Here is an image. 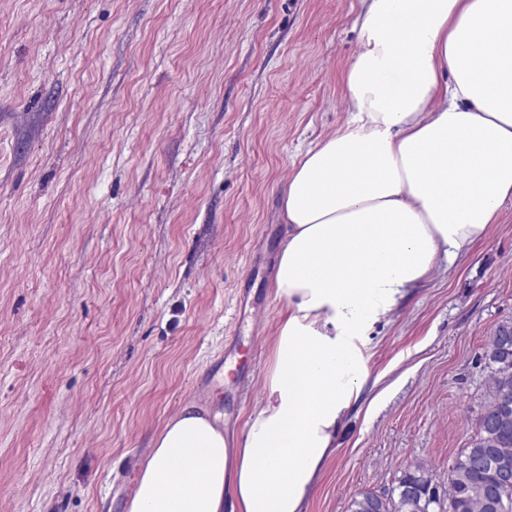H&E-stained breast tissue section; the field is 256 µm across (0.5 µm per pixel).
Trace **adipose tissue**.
<instances>
[{
    "instance_id": "adipose-tissue-1",
    "label": "adipose tissue",
    "mask_w": 512,
    "mask_h": 512,
    "mask_svg": "<svg viewBox=\"0 0 512 512\" xmlns=\"http://www.w3.org/2000/svg\"><path fill=\"white\" fill-rule=\"evenodd\" d=\"M360 2L347 120L301 154L283 196L269 398L234 447L184 404L127 512H304L363 390L350 336L512 203V0Z\"/></svg>"
}]
</instances>
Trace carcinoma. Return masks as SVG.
<instances>
[{
  "instance_id": "1",
  "label": "carcinoma",
  "mask_w": 512,
  "mask_h": 512,
  "mask_svg": "<svg viewBox=\"0 0 512 512\" xmlns=\"http://www.w3.org/2000/svg\"><path fill=\"white\" fill-rule=\"evenodd\" d=\"M485 360L490 368L486 404L481 418L493 426H477L468 446L448 468L444 491L429 468L417 463L407 468L393 489L394 497L383 500L369 490L358 492L348 512H512V495L493 499L478 492L494 482L503 464L512 466V404L504 406L501 394H512V321L499 323L486 343Z\"/></svg>"
}]
</instances>
